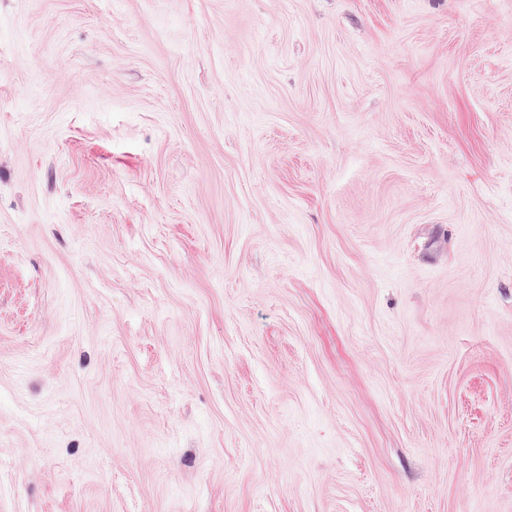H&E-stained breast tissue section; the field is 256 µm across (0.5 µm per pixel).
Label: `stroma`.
Instances as JSON below:
<instances>
[{"instance_id": "1", "label": "stroma", "mask_w": 512, "mask_h": 512, "mask_svg": "<svg viewBox=\"0 0 512 512\" xmlns=\"http://www.w3.org/2000/svg\"><path fill=\"white\" fill-rule=\"evenodd\" d=\"M0 512H512V0H0Z\"/></svg>"}]
</instances>
